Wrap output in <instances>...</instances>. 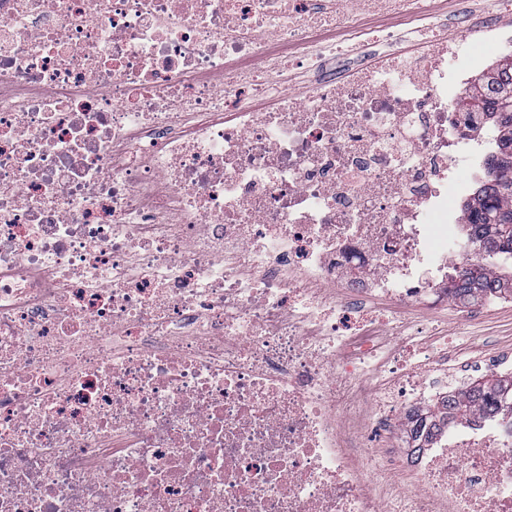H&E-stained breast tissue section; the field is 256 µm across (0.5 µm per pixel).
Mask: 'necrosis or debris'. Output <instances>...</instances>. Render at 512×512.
<instances>
[{
	"label": "necrosis or debris",
	"instance_id": "obj_1",
	"mask_svg": "<svg viewBox=\"0 0 512 512\" xmlns=\"http://www.w3.org/2000/svg\"><path fill=\"white\" fill-rule=\"evenodd\" d=\"M435 2L0 0V512H512V421L413 438L452 373L396 358L512 50V0Z\"/></svg>",
	"mask_w": 512,
	"mask_h": 512
}]
</instances>
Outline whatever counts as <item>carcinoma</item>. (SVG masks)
I'll list each match as a JSON object with an SVG mask.
<instances>
[{
	"instance_id": "carcinoma-1",
	"label": "carcinoma",
	"mask_w": 512,
	"mask_h": 512,
	"mask_svg": "<svg viewBox=\"0 0 512 512\" xmlns=\"http://www.w3.org/2000/svg\"><path fill=\"white\" fill-rule=\"evenodd\" d=\"M479 112L497 116L498 155L491 160L490 178L463 205L467 235L494 261L512 259V58L505 59L471 97ZM512 293V271L492 272L484 262H469L448 278V300L470 304L478 298ZM479 410L490 417L512 418V377L476 380L448 398L413 432L429 439L441 426Z\"/></svg>"
}]
</instances>
